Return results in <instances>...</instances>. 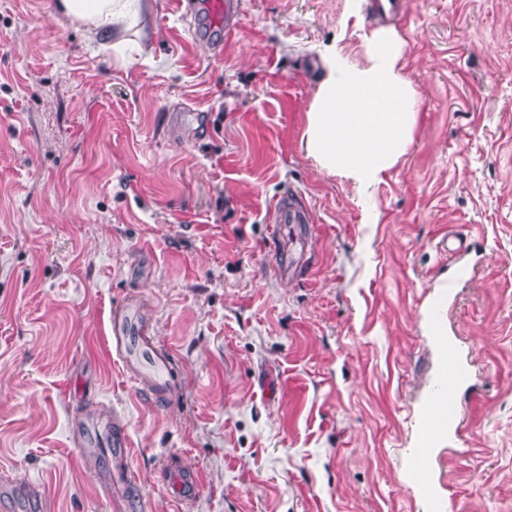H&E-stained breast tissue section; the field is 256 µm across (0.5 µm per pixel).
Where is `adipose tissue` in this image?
<instances>
[{
    "label": "adipose tissue",
    "mask_w": 512,
    "mask_h": 512,
    "mask_svg": "<svg viewBox=\"0 0 512 512\" xmlns=\"http://www.w3.org/2000/svg\"><path fill=\"white\" fill-rule=\"evenodd\" d=\"M56 7L79 22L88 40L122 45L143 24L150 0H58ZM404 39L392 27L364 37L362 61L336 48L321 54L322 76L306 112L300 142L308 157L358 193L381 183L412 141L420 94L400 64Z\"/></svg>",
    "instance_id": "obj_1"
}]
</instances>
